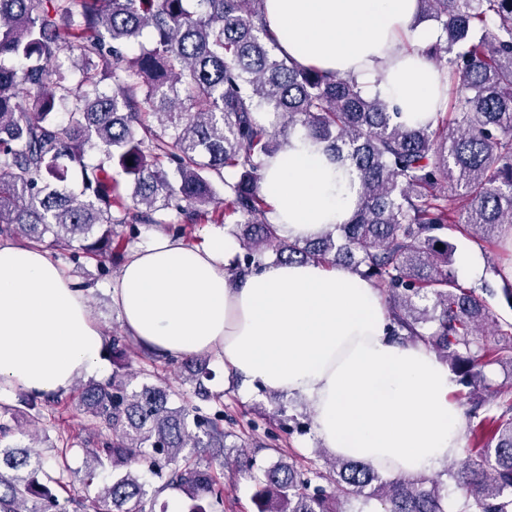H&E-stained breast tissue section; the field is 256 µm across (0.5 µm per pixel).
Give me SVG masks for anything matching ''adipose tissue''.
<instances>
[{
	"label": "adipose tissue",
	"mask_w": 512,
	"mask_h": 512,
	"mask_svg": "<svg viewBox=\"0 0 512 512\" xmlns=\"http://www.w3.org/2000/svg\"><path fill=\"white\" fill-rule=\"evenodd\" d=\"M268 27L298 65L355 79L399 122L435 119L448 87L421 49L439 37L418 0H265ZM358 172L304 136L271 158L262 189L282 236L309 239L344 223ZM232 239L160 238L136 250L112 298L129 336L173 357L214 355L241 384L305 398L325 448L389 477H418L461 449V410L447 366L423 344L394 342L366 281L318 264L227 272ZM101 327L85 292L43 249L0 240V400L68 393L104 374Z\"/></svg>",
	"instance_id": "1"
}]
</instances>
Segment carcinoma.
Instances as JSON below:
<instances>
[{
  "label": "carcinoma",
  "instance_id": "obj_1",
  "mask_svg": "<svg viewBox=\"0 0 512 512\" xmlns=\"http://www.w3.org/2000/svg\"><path fill=\"white\" fill-rule=\"evenodd\" d=\"M265 0H0V236L49 243L69 259L122 257L124 224H156L174 210L200 224L214 203L244 224L241 278L267 258L341 267L384 298L389 336L420 342L469 385L487 358L512 364V323L474 287L459 283L448 233L492 242L512 233V0H419L441 31L422 53L446 72L449 110L406 126L355 80L302 67L279 53ZM110 79L116 88H100ZM26 89L30 102H19ZM324 144L361 177L356 209L305 240L280 235L262 193L267 159L293 134ZM96 148L104 159L84 161ZM132 182L130 203L110 170ZM80 180V191L67 186ZM224 186L219 195L217 183ZM133 341L115 334L124 358ZM198 403L169 384L129 389V363L78 388L99 435L85 449L95 496L61 500L67 467L15 440V409L0 404V512H155L167 490L183 512H224L225 469L254 487L253 512H346L356 499L379 512H444L438 480L383 478L370 463L340 458L325 470L297 462L259 465L227 445L223 394L205 384L207 358L182 359ZM23 394L29 426L47 432L42 402ZM475 456L446 470L469 493L470 512H512V387L467 397ZM236 452L232 462L218 453Z\"/></svg>",
  "mask_w": 512,
  "mask_h": 512
}]
</instances>
